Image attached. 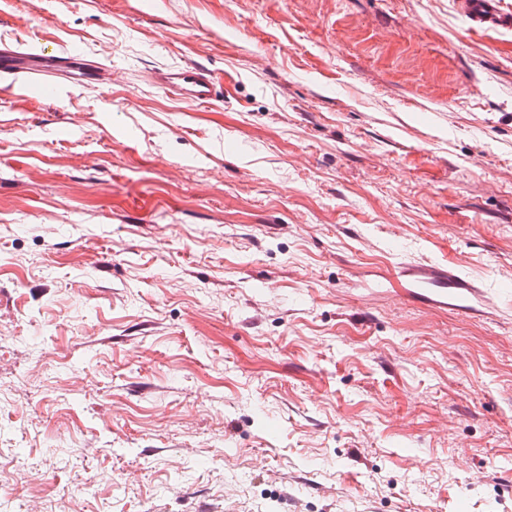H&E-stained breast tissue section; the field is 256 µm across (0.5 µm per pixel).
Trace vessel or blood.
Wrapping results in <instances>:
<instances>
[{"instance_id":"vessel-or-blood-1","label":"vessel or blood","mask_w":512,"mask_h":512,"mask_svg":"<svg viewBox=\"0 0 512 512\" xmlns=\"http://www.w3.org/2000/svg\"><path fill=\"white\" fill-rule=\"evenodd\" d=\"M456 11L472 29L508 31L512 29V9L502 0H457ZM79 70L82 79L106 81L108 67L84 55L45 47L21 51L7 44L0 45V77L27 84L31 81L49 82L61 74ZM151 81L164 89L174 90L182 100L193 104L210 103L217 95L218 82L212 72L203 66L188 65L167 70H156ZM404 276L419 281L445 282L452 274L444 266H414L405 268Z\"/></svg>"}]
</instances>
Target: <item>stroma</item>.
<instances>
[{
	"mask_svg": "<svg viewBox=\"0 0 512 512\" xmlns=\"http://www.w3.org/2000/svg\"><path fill=\"white\" fill-rule=\"evenodd\" d=\"M1 42L115 79L0 94V512H512V31L0 0ZM190 63L217 101L150 80ZM402 275L405 277H411L419 281H431V282H445L455 280L458 282V288H465L471 291L473 286L465 279L448 272V268L444 266H414L407 267L402 271Z\"/></svg>",
	"mask_w": 512,
	"mask_h": 512,
	"instance_id": "1",
	"label": "stroma"
}]
</instances>
